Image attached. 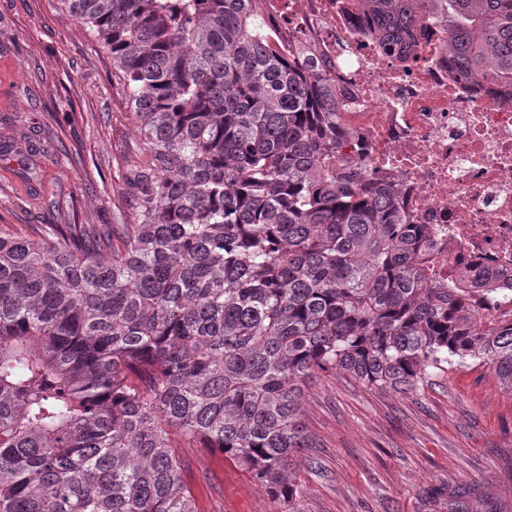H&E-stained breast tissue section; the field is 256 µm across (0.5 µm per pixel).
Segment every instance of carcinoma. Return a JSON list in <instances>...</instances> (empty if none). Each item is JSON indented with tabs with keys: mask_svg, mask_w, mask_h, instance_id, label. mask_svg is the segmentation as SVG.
Here are the masks:
<instances>
[{
	"mask_svg": "<svg viewBox=\"0 0 512 512\" xmlns=\"http://www.w3.org/2000/svg\"><path fill=\"white\" fill-rule=\"evenodd\" d=\"M139 135L128 224L0 228V512H198L174 437L291 504L305 380L408 390L487 366L512 395V280L431 282L427 239L348 166L319 70L254 0H62ZM438 0H368L392 40ZM461 74L512 83V0H445Z\"/></svg>",
	"mask_w": 512,
	"mask_h": 512,
	"instance_id": "carcinoma-1",
	"label": "carcinoma"
}]
</instances>
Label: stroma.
Returning <instances> with one entry per match:
<instances>
[{
	"label": "stroma",
	"mask_w": 512,
	"mask_h": 512,
	"mask_svg": "<svg viewBox=\"0 0 512 512\" xmlns=\"http://www.w3.org/2000/svg\"><path fill=\"white\" fill-rule=\"evenodd\" d=\"M138 138L112 59L61 0H0V228L117 224ZM296 512H512V395L487 367L412 390L310 377ZM200 512H285L223 454L177 438Z\"/></svg>",
	"instance_id": "35a3bbf8"
}]
</instances>
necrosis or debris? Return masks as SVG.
Returning a JSON list of instances; mask_svg holds the SVG:
<instances>
[{"mask_svg": "<svg viewBox=\"0 0 512 512\" xmlns=\"http://www.w3.org/2000/svg\"><path fill=\"white\" fill-rule=\"evenodd\" d=\"M260 5L283 48L317 64L335 95L343 153L425 225L429 278L512 275V87L456 74L437 13H416L411 38L387 49L360 0Z\"/></svg>", "mask_w": 512, "mask_h": 512, "instance_id": "obj_1", "label": "necrosis or debris"}]
</instances>
